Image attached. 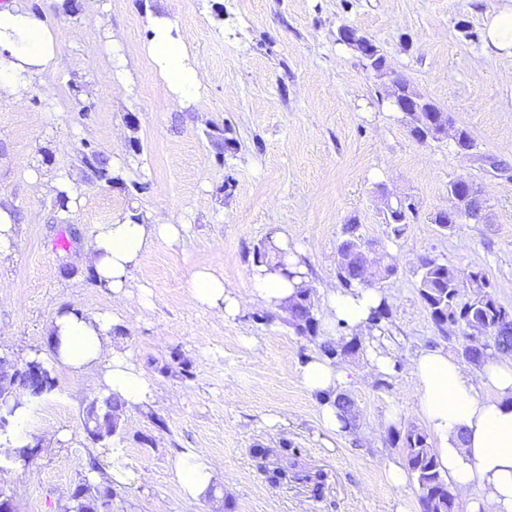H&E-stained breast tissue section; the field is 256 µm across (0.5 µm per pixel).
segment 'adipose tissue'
Segmentation results:
<instances>
[{
	"label": "adipose tissue",
	"mask_w": 512,
	"mask_h": 512,
	"mask_svg": "<svg viewBox=\"0 0 512 512\" xmlns=\"http://www.w3.org/2000/svg\"><path fill=\"white\" fill-rule=\"evenodd\" d=\"M170 89L192 98L199 92L194 70L188 65L184 44L158 26L150 47ZM55 60L54 38L27 6L13 0L0 8V89L24 88L31 75L48 70ZM186 227L171 222H150L129 213L94 225L88 243L89 260L97 281L113 294H125L132 270L156 242L178 243ZM252 292L267 305L287 307L303 278L286 279L255 266ZM191 298L225 316L238 312L234 288L214 270H194L188 282ZM380 292L370 288L331 290L322 303L333 320L353 329L363 328ZM117 319L111 313L86 315L76 309L57 314L50 325L51 351L45 361L74 371L102 373L101 398L116 397L128 409L147 402L151 383L146 372L133 365L122 348H106ZM411 392L432 438L440 470L455 492L467 502V512H512V355L488 360L471 373L440 347L419 351L408 365ZM300 381L309 393L320 396V419L332 436L349 429L336 404L346 385V370L323 354L308 357L299 367ZM175 473L183 494L207 497L214 487L217 464L194 452L182 453Z\"/></svg>",
	"instance_id": "adipose-tissue-1"
}]
</instances>
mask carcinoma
Segmentation results:
<instances>
[{
	"label": "carcinoma",
	"instance_id": "obj_1",
	"mask_svg": "<svg viewBox=\"0 0 512 512\" xmlns=\"http://www.w3.org/2000/svg\"><path fill=\"white\" fill-rule=\"evenodd\" d=\"M430 112H407L403 121L410 134L418 141L433 137L439 133L441 120L448 116L435 103L428 102ZM84 177L90 182L112 181L110 158L99 149L90 146L81 159ZM462 194L471 197L467 204L471 207L473 220L482 219L484 206L480 191L475 184L463 186ZM385 223L403 226L413 223L418 216V209L411 198L400 199L394 205L383 210ZM355 225L346 228V237L338 244L336 277L340 287L345 289L366 288L370 281L365 278L363 256L367 245L355 234ZM275 251V260L268 259L269 250L263 248L254 252V263L280 271L286 278L292 279L302 263L294 269L286 267L282 252ZM418 293L428 311L436 329L441 333L459 332L464 342L461 347L463 358L475 366H482L487 360L502 354L512 353V307L501 303L496 297L495 285L480 267L459 269L441 261L436 256H425L420 261ZM314 304L310 291L302 288L296 297L288 302V324L299 334L312 333L316 328ZM389 308L383 303L373 310L368 322L369 332L385 333L388 331ZM477 323L487 329V335L476 337L471 334L470 325ZM358 346L352 340L346 345L339 342L321 343L322 353L329 356L344 355L354 351ZM124 404L109 397L99 406L86 410L85 422L110 438L122 414ZM391 441L402 444L406 454L408 473L415 479L420 495L421 512H460L457 495L448 480L442 475L428 434L422 429L409 425L404 429L391 430ZM64 512H98L97 498L86 495L74 496L64 506Z\"/></svg>",
	"mask_w": 512,
	"mask_h": 512
}]
</instances>
